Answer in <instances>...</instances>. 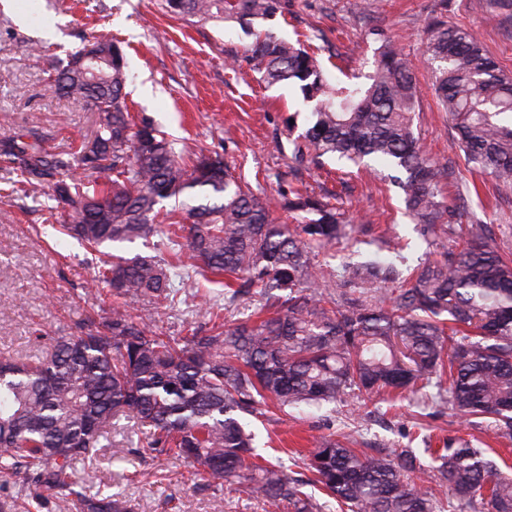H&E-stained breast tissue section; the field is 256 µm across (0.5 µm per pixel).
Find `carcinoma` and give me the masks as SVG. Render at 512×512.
<instances>
[{"label":"carcinoma","mask_w":512,"mask_h":512,"mask_svg":"<svg viewBox=\"0 0 512 512\" xmlns=\"http://www.w3.org/2000/svg\"><path fill=\"white\" fill-rule=\"evenodd\" d=\"M165 8L239 26L260 80L299 86L313 123L294 142L297 162H386L422 235L445 228L456 250L405 269L358 261L365 240L336 205L306 188L280 200V209L300 216L281 223L220 154L185 156L151 123L135 122L124 57L99 38L95 60L85 64L86 49L77 51L48 87L98 114L94 138L70 156L108 183L77 179L69 162L14 140L0 152L20 176L16 193L51 189L69 208L63 233L94 250L162 232L184 243L167 259L114 256L103 265L91 286L112 292L104 329L59 337L35 362L0 359V474L24 475L30 490L54 491L74 512H133L129 500L90 494L75 477L113 422L130 416L152 456L188 460L275 509L315 512L304 491L311 484L347 512H443L444 485L448 512H512V478L461 440L438 449L428 470L412 448L367 454L334 434L305 456L306 482L262 463L247 417L350 395L364 404L407 395L466 421L489 415L512 439V264L488 243L486 224L443 196L448 168L414 134L413 67L388 45L365 80L333 84L300 40L265 28L281 0H165ZM425 53L466 164L512 188V77L473 33L443 21L428 28ZM331 247L343 254L337 268L319 260ZM185 269L223 280L224 304L209 305L205 325L186 335L162 336L149 324ZM250 294L259 298L257 317L226 320ZM139 302L149 305L143 314L134 312Z\"/></svg>","instance_id":"1"}]
</instances>
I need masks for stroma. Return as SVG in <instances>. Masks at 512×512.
<instances>
[{"label":"stroma","mask_w":512,"mask_h":512,"mask_svg":"<svg viewBox=\"0 0 512 512\" xmlns=\"http://www.w3.org/2000/svg\"><path fill=\"white\" fill-rule=\"evenodd\" d=\"M437 20L472 31L512 75V10L500 8L497 0H282V13L271 27L304 42L325 75L341 80L372 70L376 44L368 32L382 28L414 65V130L429 155L450 169L444 195L463 198L490 227L492 245L512 257V190L496 189L489 177L466 169L432 86L423 37ZM103 36L124 54L132 114L165 131L179 147L219 153L264 198L279 199L302 184L337 194L353 224L371 226L372 236L386 230L409 243V263L429 249L447 251L446 234L426 244L419 225L405 215L404 193L389 181L384 165L352 166L340 179L335 162L322 169L297 163L289 136L304 133L312 121L298 88L261 82L244 59L248 39L239 29L173 15L164 0H0V147L32 131L47 154L61 157L72 143L93 138L94 112L50 93L45 79L57 60ZM31 40L44 42L43 56L27 51ZM15 178L12 166L0 160V356L29 361L45 356L52 338L79 334L89 319L107 316L109 289L93 290L89 283L108 254L131 257L148 249L139 242L108 252L87 249L54 230L67 211L55 207L50 195L5 196ZM181 288L187 310L159 313L153 331L186 335L188 327L205 322L206 302L224 290L220 283L193 277ZM251 427L263 458L281 460L296 478L306 477L303 459L316 438L329 433L353 436L359 449H421L426 466L431 449L459 437L473 447L494 449L501 470L512 475V439L497 434L492 418L468 423L446 409L424 416L407 400L392 404L377 396L365 406L350 400L304 405L252 419ZM140 439L136 426L120 422L90 469L94 489L130 500L134 512H270L262 499L203 478L184 460L140 452ZM20 487L19 476L0 475V501H15V512H71L52 491L35 500Z\"/></svg>","instance_id":"obj_1"}]
</instances>
